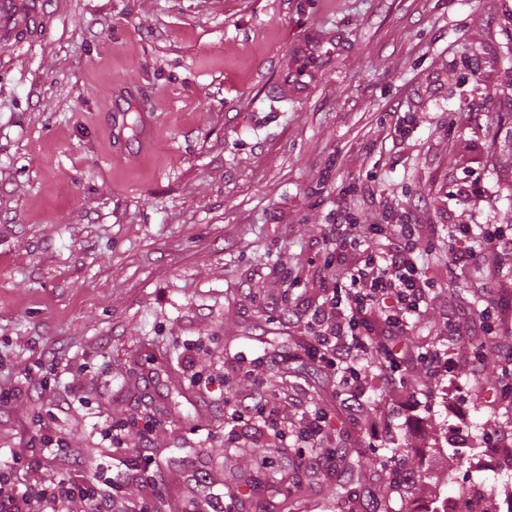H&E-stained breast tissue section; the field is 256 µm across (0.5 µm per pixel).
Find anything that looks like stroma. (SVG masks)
<instances>
[{
	"label": "stroma",
	"instance_id": "stroma-1",
	"mask_svg": "<svg viewBox=\"0 0 512 512\" xmlns=\"http://www.w3.org/2000/svg\"><path fill=\"white\" fill-rule=\"evenodd\" d=\"M44 13L43 30L0 42V464L31 455L42 420L88 450L72 474L107 466L128 502L157 469L154 512L210 490L225 512H280L262 487L279 439L224 409L260 378L288 382L337 444L372 458L357 496L393 455L432 471L412 498L457 497L478 470L485 490L511 491L512 467L473 454L512 437L504 359L449 344L446 316L454 301L512 316V192L491 126L512 107V0H45ZM290 81L303 93L286 101ZM120 85L138 109L118 137ZM344 211L418 224L432 286L401 371H371L359 413L305 325L265 305L297 267L289 304L321 306L325 233ZM486 224L507 237L496 264L448 279L449 230ZM147 423L162 434L150 463ZM443 440L462 456L429 457ZM193 467L207 486L188 482ZM289 478L312 485L298 512H348L335 475L300 462Z\"/></svg>",
	"mask_w": 512,
	"mask_h": 512
}]
</instances>
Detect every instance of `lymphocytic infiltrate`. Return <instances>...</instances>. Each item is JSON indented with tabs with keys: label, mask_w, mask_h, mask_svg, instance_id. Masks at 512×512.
Instances as JSON below:
<instances>
[{
	"label": "lymphocytic infiltrate",
	"mask_w": 512,
	"mask_h": 512,
	"mask_svg": "<svg viewBox=\"0 0 512 512\" xmlns=\"http://www.w3.org/2000/svg\"><path fill=\"white\" fill-rule=\"evenodd\" d=\"M416 232L413 224H372L364 229L346 219L328 227L333 259L337 269L344 272L345 283L333 289L328 307L307 319L306 326L319 361L340 372L342 386L350 392L352 409L361 407L364 380L373 368L374 352H383V366L389 373L401 370L399 351L377 342L365 328L362 315L379 313L387 335L399 336L409 317L416 315L429 297L430 290L415 257ZM388 236L393 242L381 258L369 255L355 259L362 239L377 242ZM481 236L483 245L475 249L466 246L461 235H449V274L466 266L482 265L497 253L498 231L485 227ZM276 401L292 406L303 403L294 388H272L258 381L249 392L235 394L234 419L244 427L258 419L268 423L280 438L294 436L296 447L309 449L308 465L312 470L331 468L334 458L323 447L327 434L324 414L316 409L304 410L299 421L293 422L267 412V405ZM80 454L77 448L57 449V475L52 480L41 478L42 462L29 464L33 478L22 491L16 489L13 474L0 468V512H127L128 503L115 501L114 490L92 488L72 478L69 466Z\"/></svg>",
	"instance_id": "1"
}]
</instances>
